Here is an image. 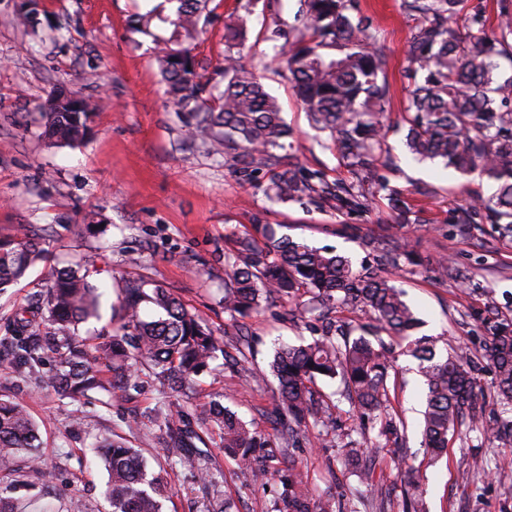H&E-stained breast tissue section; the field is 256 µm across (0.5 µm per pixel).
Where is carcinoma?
Returning <instances> with one entry per match:
<instances>
[{
	"label": "carcinoma",
	"mask_w": 512,
	"mask_h": 512,
	"mask_svg": "<svg viewBox=\"0 0 512 512\" xmlns=\"http://www.w3.org/2000/svg\"><path fill=\"white\" fill-rule=\"evenodd\" d=\"M167 2L173 9L160 21L171 31L167 38L154 37L162 44L156 62L166 95L192 136L224 158L239 183L260 189L271 201H306L347 212L368 209L362 185L330 181L320 170L285 163L291 130L281 118V105L240 63L251 10L245 6L224 20L223 59L212 71L201 72L190 45L212 22L208 0ZM349 2L303 0L305 33L292 37L277 26L266 39L279 42L310 127L328 134L345 167L358 178L386 151L390 87L379 77L385 61L375 21L365 15L352 20L346 14ZM403 6L417 16L406 53V146L416 159H439L463 178L477 175L493 182L495 195L466 204L460 223L494 224L502 237L512 238V13L501 7L497 29L489 30L485 16L476 12L462 33L449 22L464 11L465 0H403ZM98 109L99 102L90 98L80 108L58 102L55 111L45 113L48 137L64 144L82 140ZM388 201L392 223H409L407 201L393 190ZM40 239L28 232L19 239H0V290L44 258ZM227 243L224 313L244 318L266 304L307 295V311L321 322L317 337L279 346L270 363L284 445L297 442L301 427L309 423L327 427L330 407L313 388L319 380L340 379L362 417L388 406V349L370 340L381 333L406 340L405 354L417 361L425 386L424 447L430 455L440 456L448 434L461 426L512 438V423L485 415L484 391L470 353L459 347L445 351L428 336H414L420 321L386 277L354 270L343 255L279 236L271 224H253ZM100 298L85 276L54 269L35 315L16 317L12 336L0 339V348L21 376L34 373L44 353L55 355L58 369L46 383L63 398L85 397L97 389L119 396L148 370L160 395L164 447H195L202 437L166 399L190 387L220 354L235 365L246 361L247 328H239L237 355L231 356L202 318L167 289L156 286L148 293L132 283L122 289L121 324L107 340L91 344L79 335V326L100 319ZM342 308L368 314L371 323L353 326L339 316ZM485 327L483 358L494 370L501 398L512 403V319L497 317ZM357 329L362 334L355 337ZM103 366L112 378L100 376ZM196 420L217 431L224 450L237 455L255 479L271 474L262 463L270 441L252 432L234 411L205 408ZM39 447L38 428L26 410L1 401L0 465L9 466L21 452L33 460ZM90 448L107 466L106 499L112 512H163L167 484L148 472L123 438H97ZM281 483L277 512H328L327 505L314 502L298 467L289 468Z\"/></svg>",
	"instance_id": "carcinoma-1"
}]
</instances>
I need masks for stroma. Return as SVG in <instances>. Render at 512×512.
<instances>
[{
  "label": "stroma",
  "instance_id": "35a3bbf8",
  "mask_svg": "<svg viewBox=\"0 0 512 512\" xmlns=\"http://www.w3.org/2000/svg\"><path fill=\"white\" fill-rule=\"evenodd\" d=\"M21 2L0 0V238L22 229L45 230L47 260L0 291V336L42 290L49 268L74 264L93 281L116 285L102 298L95 329L118 325V284L143 280L167 288L216 335L232 333L237 324L222 303L227 236L258 221L284 224L292 237L333 249L361 268L373 266L378 249L390 247L395 235L412 258L384 274L404 290L422 335H443L466 347L484 390L486 415L512 419V408L497 395L492 368L481 358L486 322L512 318V241L490 224L476 225L468 234L459 231L457 207L472 197L490 196L491 182L478 176L461 180L441 161L418 162L407 152L404 67L415 21L405 14L402 0H355L359 13L374 17L386 57L393 160L366 183L373 203L357 214L270 201L239 184L222 158L194 140L168 102L155 62V38L167 35L166 25L153 22L149 36L132 27L133 19L149 9L168 14L166 0H40L33 28L11 22ZM245 4L254 12V23L240 54L282 107L292 131V162L322 170L331 180H350L327 134L311 129L278 50L265 37L274 22L296 24L300 0H212L216 19L196 40L194 55L208 67L221 61L224 19ZM59 88L105 103L83 140L72 146H58L44 135L46 103ZM382 181L411 207L409 223L395 233L389 230L385 192L378 188ZM443 258L454 271L448 279L438 272ZM279 314V308L269 307L246 317L253 354L245 368L216 360L211 371L197 378L192 394L174 398V405L193 415L217 401L260 434L275 437V383L268 378L275 345L313 338L309 320L293 325ZM389 344V412L399 422L397 432L380 434L379 423L360 420L341 396L340 381L322 382L318 390L331 406L335 436L326 438L309 428L296 447H273L274 468L302 469L314 499L337 512H406L404 491L412 478L425 490L427 512H512V442L481 430L462 431L450 437L441 457L431 459L422 446L424 386L416 362L404 355V341L393 338ZM259 375L264 378L260 384L255 381ZM0 399L25 406L41 439L37 464L23 456L15 462L23 477L8 494L13 501L37 498L59 510L76 496L85 512H110L104 495L109 473L88 444L112 435L126 438L149 471L168 483L172 495L164 512H272L279 497L278 479L253 482L221 448L218 435L205 434L193 451L221 470L215 484L161 448L156 442L161 434L158 392L151 377H142L121 398L93 391L74 402L17 375L4 359ZM350 438L375 444L372 483L363 482L356 465L345 458L342 446ZM399 443L408 450L403 466L393 454ZM477 456L487 458V474L462 480L461 472Z\"/></svg>",
  "mask_w": 512,
  "mask_h": 512
}]
</instances>
